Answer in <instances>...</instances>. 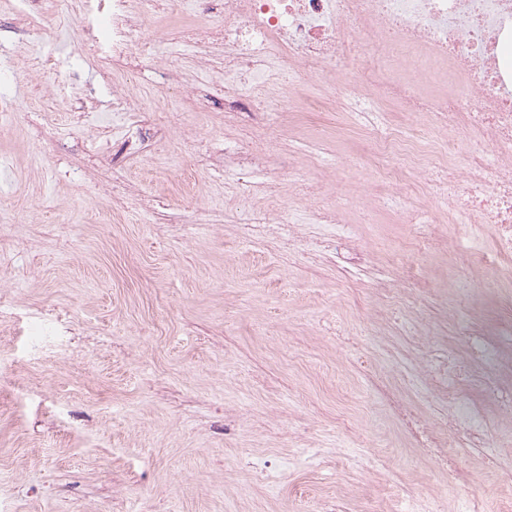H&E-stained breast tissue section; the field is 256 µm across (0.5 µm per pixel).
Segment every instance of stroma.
<instances>
[{
    "mask_svg": "<svg viewBox=\"0 0 512 512\" xmlns=\"http://www.w3.org/2000/svg\"><path fill=\"white\" fill-rule=\"evenodd\" d=\"M0 0V502L8 512H403V498L448 512L473 497L512 512V457L495 447L443 458L413 427L446 412L406 363L425 348L482 368L456 338L458 314L512 330V288L472 290L448 240L462 224H408L372 184L371 166L337 171L360 150L332 112H242L193 49L166 40L195 22V0L158 19L153 53L121 72L155 133L126 143L137 113L112 112L111 71L85 47L112 37V0L15 28ZM183 51L180 71L159 56ZM61 65L41 70L35 57ZM193 106L170 121L156 92ZM237 153L246 180L219 157ZM296 161L350 239L310 221L288 189ZM293 212L301 239L274 212ZM254 219L253 232L236 224ZM413 305H387L377 283ZM62 318L63 349L27 351ZM411 412L413 426L393 404Z\"/></svg>",
    "mask_w": 512,
    "mask_h": 512,
    "instance_id": "1",
    "label": "stroma"
}]
</instances>
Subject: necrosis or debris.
Here are the masks:
<instances>
[{
    "label": "necrosis or debris",
    "instance_id": "4bbe7bcc",
    "mask_svg": "<svg viewBox=\"0 0 512 512\" xmlns=\"http://www.w3.org/2000/svg\"><path fill=\"white\" fill-rule=\"evenodd\" d=\"M161 0H112V58L148 44ZM224 26L194 41L220 45L228 112L341 113L374 136V181L415 224H490L492 246L460 251L473 271L512 257V0H204ZM422 117V125L411 122ZM490 137L494 150L463 133ZM423 179L404 190L409 171ZM448 422L484 447L512 408L448 397Z\"/></svg>",
    "mask_w": 512,
    "mask_h": 512
}]
</instances>
